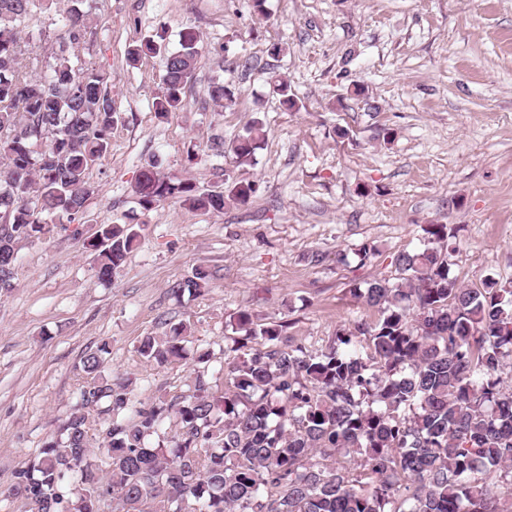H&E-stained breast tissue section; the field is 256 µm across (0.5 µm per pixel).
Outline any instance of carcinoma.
<instances>
[{
  "mask_svg": "<svg viewBox=\"0 0 512 512\" xmlns=\"http://www.w3.org/2000/svg\"><path fill=\"white\" fill-rule=\"evenodd\" d=\"M52 0H0V283L14 287L17 245L45 240L82 219L94 193L89 172L108 151L117 122L109 76L75 49L99 23L94 0H70L52 60L37 79L21 62V40L45 37L39 14ZM200 35L180 33L167 55L154 112L184 106L195 79ZM158 51L146 40L130 63ZM271 84L283 103L288 80ZM208 98L224 106L220 82ZM255 122L229 146L237 167H252L265 140ZM256 193L247 182L203 190L166 176L149 156L140 167L136 203L151 210L176 200L221 212ZM138 224H102L86 248L95 274L109 281L140 236ZM421 247L401 251L396 276L350 289L372 315L336 329L326 345L293 344L284 322L230 316L238 348L259 349L209 372L213 352L194 357L185 394L132 399L131 382L106 377L109 346L83 360L86 380L61 436L15 473L0 494L25 512H512V281L488 278L468 288L451 273L456 251L446 224L424 228ZM204 268L176 283V295L202 293ZM138 348L148 362L186 359L189 327L167 322ZM104 458L98 477L94 452Z\"/></svg>",
  "mask_w": 512,
  "mask_h": 512,
  "instance_id": "carcinoma-1",
  "label": "carcinoma"
}]
</instances>
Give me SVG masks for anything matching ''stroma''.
I'll use <instances>...</instances> for the list:
<instances>
[{
    "mask_svg": "<svg viewBox=\"0 0 512 512\" xmlns=\"http://www.w3.org/2000/svg\"><path fill=\"white\" fill-rule=\"evenodd\" d=\"M101 20L78 53L110 78L118 125L89 174L83 225H59L23 243L15 286L0 292V490L56 438L77 402L83 358L101 343L106 372L132 381L134 400L184 393L192 366L146 362L138 346L164 319L191 325V346L233 359L230 315L246 308L287 323L297 344L319 345L366 317L349 290L391 278L393 260L421 246L424 228L447 225L463 285L512 281V0H96ZM194 28L204 50L185 107L160 117L166 53ZM153 37L159 54L129 65ZM281 53H272V46ZM297 101L286 108L270 73ZM232 108L207 97L211 82ZM268 134L257 163L215 155L254 122ZM195 158H188V151ZM200 188L220 171L257 192L223 212L167 201L140 209L143 158ZM144 224L112 282L95 276L84 245L98 225ZM378 253L360 263L355 250ZM320 262H312L313 254ZM201 295L177 296L196 267ZM210 280V273L204 268H196L191 277L176 283L172 291L175 295L180 296L187 290L189 294L200 295Z\"/></svg>",
    "mask_w": 512,
    "mask_h": 512,
    "instance_id": "35a3bbf8",
    "label": "stroma"
}]
</instances>
